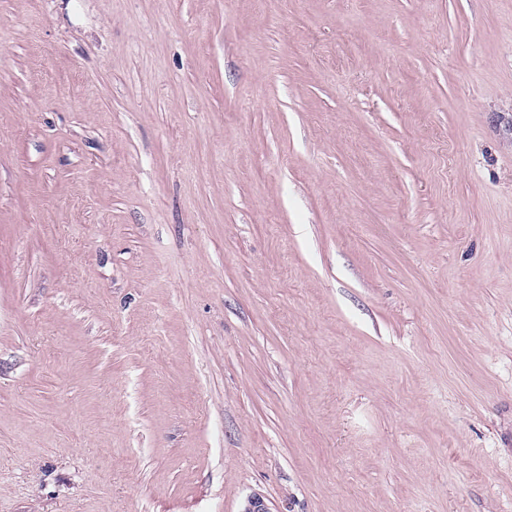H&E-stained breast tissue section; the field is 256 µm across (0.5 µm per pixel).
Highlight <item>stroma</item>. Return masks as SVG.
I'll return each instance as SVG.
<instances>
[{
    "mask_svg": "<svg viewBox=\"0 0 512 512\" xmlns=\"http://www.w3.org/2000/svg\"><path fill=\"white\" fill-rule=\"evenodd\" d=\"M512 512V0H0V512Z\"/></svg>",
    "mask_w": 512,
    "mask_h": 512,
    "instance_id": "stroma-1",
    "label": "stroma"
}]
</instances>
